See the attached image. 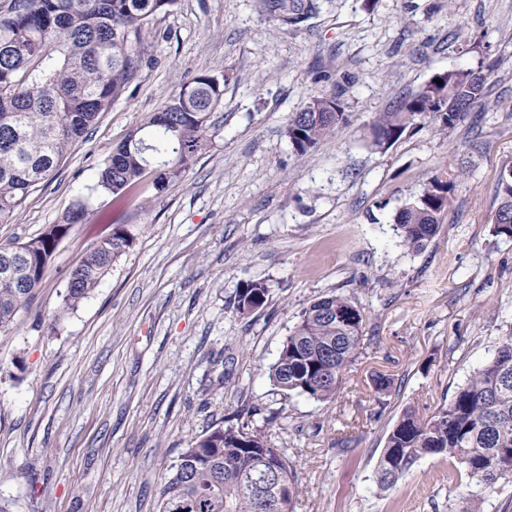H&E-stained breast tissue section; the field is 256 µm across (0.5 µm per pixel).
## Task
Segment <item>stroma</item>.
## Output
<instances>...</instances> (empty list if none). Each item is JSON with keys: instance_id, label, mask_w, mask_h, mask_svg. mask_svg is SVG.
I'll list each match as a JSON object with an SVG mask.
<instances>
[{"instance_id": "1", "label": "stroma", "mask_w": 512, "mask_h": 512, "mask_svg": "<svg viewBox=\"0 0 512 512\" xmlns=\"http://www.w3.org/2000/svg\"><path fill=\"white\" fill-rule=\"evenodd\" d=\"M317 3L283 26L261 0H178L146 28L151 49L126 92L0 224V244L24 242L85 209L0 334L10 512H159L189 440L264 427L274 411L270 441L300 487L292 512H448L470 498L512 512V478L451 482L440 455L394 488L375 481L403 413L448 403L512 336V240L493 233L512 166V0ZM489 65L482 100L454 127L425 119L374 145L399 95ZM198 74L226 82L190 166L123 202L94 192L112 149ZM330 92L350 121L298 157L288 118ZM440 170L454 180L439 229L408 251L395 216ZM119 227L132 246L58 314L69 270ZM254 281L268 299L239 313L237 291ZM334 292L366 315L360 354L336 399L283 396L270 367L303 310Z\"/></svg>"}]
</instances>
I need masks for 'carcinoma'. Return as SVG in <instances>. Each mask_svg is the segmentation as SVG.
Listing matches in <instances>:
<instances>
[{"mask_svg": "<svg viewBox=\"0 0 512 512\" xmlns=\"http://www.w3.org/2000/svg\"><path fill=\"white\" fill-rule=\"evenodd\" d=\"M177 3L7 0L0 6V224L12 221L37 185L124 93L150 48L142 37L143 27ZM264 6L282 25L300 23L318 9L316 0H264ZM488 76L469 69L430 79L378 120L374 143L386 144L422 119L440 131L453 127L482 98ZM224 82L223 77L207 74L183 82L160 111L110 152L94 189L112 196L140 190L157 160L165 167L162 181L188 168L206 144L210 114L223 101ZM347 121L340 95L323 94L289 117L286 135L303 157ZM446 177V172L431 175L421 194L400 210L396 231L413 252L422 250L437 233L445 209L438 193L450 191ZM497 198L493 232L512 238V166L500 173ZM82 219L77 210L67 223L55 224L28 242L0 245V265L14 259L16 274L14 282L0 278V333L11 329L39 286L69 225ZM132 242L131 234L118 228L88 251L68 274L58 314L88 298ZM267 297L265 283H248L237 293V311L256 310ZM364 321L363 310L343 295L328 294L314 301L271 366L274 385L287 397L335 398L360 348ZM427 455L448 459L451 482L466 477L492 486L512 477V336L430 416L421 418L413 410L403 414L389 433L378 484L395 486ZM268 461L282 472L285 501L292 503L299 494L296 470L270 446L265 431L247 424L217 427L182 450L173 473L160 487V512H262L251 485L261 479Z\"/></svg>", "mask_w": 512, "mask_h": 512, "instance_id": "1", "label": "carcinoma"}]
</instances>
